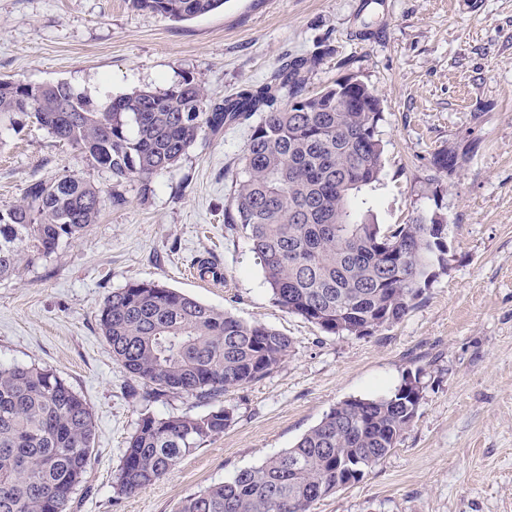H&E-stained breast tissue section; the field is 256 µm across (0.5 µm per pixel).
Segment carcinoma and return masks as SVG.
Segmentation results:
<instances>
[{
	"label": "carcinoma",
	"instance_id": "cac0c4a2",
	"mask_svg": "<svg viewBox=\"0 0 512 512\" xmlns=\"http://www.w3.org/2000/svg\"><path fill=\"white\" fill-rule=\"evenodd\" d=\"M225 2L131 0L174 21ZM306 65L287 62L269 82L222 100L192 79L96 103L64 82L27 90L0 78V121L32 118L87 166L146 190L202 134L261 113L224 223L243 234L281 308L327 334L371 336L400 322L421 284L447 269L435 234L445 218L435 211L386 228L376 221L370 192L384 169L382 113L352 110L336 96L337 81L307 92ZM457 164L452 151L434 156L439 170ZM100 194L76 176L31 181L19 203L0 209V279L50 258L98 223ZM97 317L113 358L142 384L148 402L168 394L216 397L262 379L293 351L278 330L151 280L112 292ZM419 404L403 384L386 397L344 400L293 447L187 496L175 512H310L395 448ZM232 421L224 407L144 414L113 475L115 494L156 483ZM94 437L87 401L65 380L47 368L0 361V512H65Z\"/></svg>",
	"mask_w": 512,
	"mask_h": 512
}]
</instances>
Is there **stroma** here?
Masks as SVG:
<instances>
[{
	"label": "stroma",
	"instance_id": "obj_1",
	"mask_svg": "<svg viewBox=\"0 0 512 512\" xmlns=\"http://www.w3.org/2000/svg\"><path fill=\"white\" fill-rule=\"evenodd\" d=\"M226 0L174 22L129 0H0V77L68 83L102 101L190 78L223 99L308 59L306 89L354 76L382 101L378 223L440 211L449 266L399 323L334 336L277 306L241 234L228 231L249 123L207 135L149 190L87 167L35 120L0 133V208L30 181L76 174L101 190L97 224L44 265L0 280V361L52 369L96 423L85 483L67 512H175L185 497L261 464L337 403L385 397L419 376L417 415L396 448L311 512H512V0ZM459 164L437 174L434 155ZM153 280L289 336L264 378L215 399L146 403L114 361L96 310ZM233 409L224 434L166 477L114 498L112 475L142 414Z\"/></svg>",
	"mask_w": 512,
	"mask_h": 512
}]
</instances>
